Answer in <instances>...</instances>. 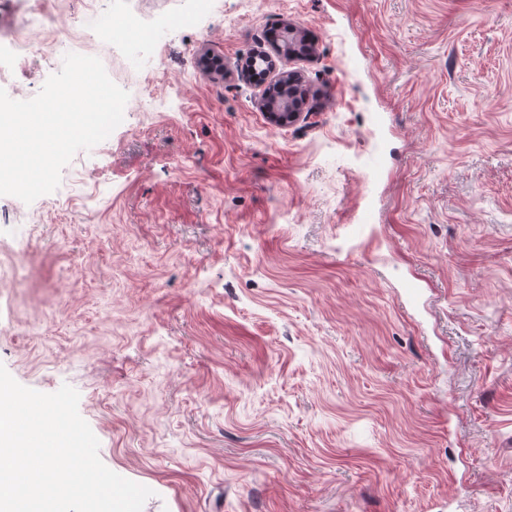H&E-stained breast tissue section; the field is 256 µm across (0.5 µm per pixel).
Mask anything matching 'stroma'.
Returning a JSON list of instances; mask_svg holds the SVG:
<instances>
[{"label": "stroma", "instance_id": "obj_1", "mask_svg": "<svg viewBox=\"0 0 512 512\" xmlns=\"http://www.w3.org/2000/svg\"><path fill=\"white\" fill-rule=\"evenodd\" d=\"M129 94L56 191L0 196V364L70 385L143 512H512V0H50ZM137 12L146 42H98ZM290 24L298 120L237 70ZM384 167L366 173L370 152ZM372 224L350 236L363 214Z\"/></svg>", "mask_w": 512, "mask_h": 512}]
</instances>
